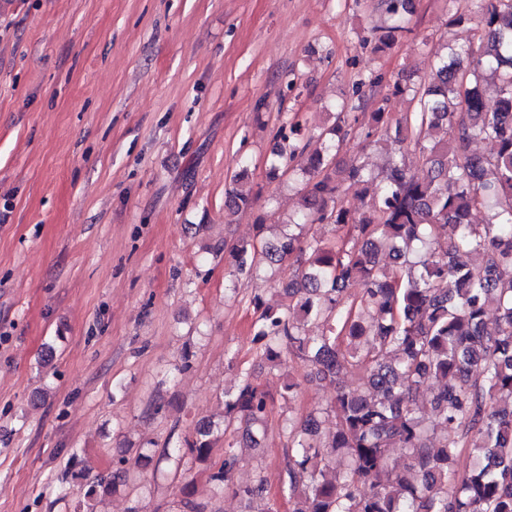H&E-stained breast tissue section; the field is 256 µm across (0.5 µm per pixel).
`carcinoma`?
<instances>
[{
    "label": "carcinoma",
    "mask_w": 512,
    "mask_h": 512,
    "mask_svg": "<svg viewBox=\"0 0 512 512\" xmlns=\"http://www.w3.org/2000/svg\"><path fill=\"white\" fill-rule=\"evenodd\" d=\"M410 0H381L394 23L377 38L380 50L408 34ZM474 35L434 52L430 79L413 91L411 112L392 117L389 96L371 112L342 105L334 124L316 127L319 147L276 132L270 173L297 171L306 180L288 225L312 230L330 224L335 241L285 233L274 243H224V260L243 275L291 261L301 274L280 278L286 306L251 300L259 356L275 366L286 353L310 365L322 381L344 368L357 389L336 388L329 409H315L286 428L281 470L292 512H512V0H471ZM384 131L393 145L379 186L356 160L337 156L348 142L369 145ZM493 144L488 154L469 145ZM418 153L426 174L411 173L406 152ZM361 206L351 209L346 197ZM241 178L227 192L225 210L252 206ZM488 209L485 224L468 217ZM357 286L352 295L348 289ZM495 312L489 322V311ZM315 327L318 333L309 334ZM439 387L418 401L411 391ZM272 398L247 370L235 391L224 393V426L237 431L264 422ZM334 431L324 438L323 421ZM211 425L161 454L149 450L139 467L171 461L182 482L179 512H206L180 469L186 457L205 460ZM399 450L401 465L391 462ZM481 462L460 471L457 451ZM344 468L327 474L330 459ZM235 443L211 472L212 490L251 500L267 492V479L236 485ZM126 462L99 474L93 498L126 481Z\"/></svg>",
    "instance_id": "cac0c4a2"
}]
</instances>
